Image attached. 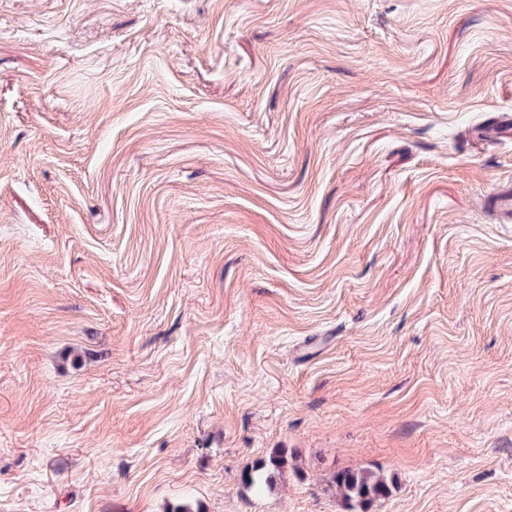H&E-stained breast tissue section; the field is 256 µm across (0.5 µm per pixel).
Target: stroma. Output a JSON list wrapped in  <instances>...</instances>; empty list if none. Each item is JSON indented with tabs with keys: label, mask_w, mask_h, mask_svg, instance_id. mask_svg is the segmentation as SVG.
<instances>
[{
	"label": "stroma",
	"mask_w": 512,
	"mask_h": 512,
	"mask_svg": "<svg viewBox=\"0 0 512 512\" xmlns=\"http://www.w3.org/2000/svg\"><path fill=\"white\" fill-rule=\"evenodd\" d=\"M506 115L512 0H0V512H512ZM487 205L503 222L512 219V183L502 182L487 197ZM332 483L346 512H369L374 502L389 495L391 481L372 471L343 470L333 475Z\"/></svg>",
	"instance_id": "stroma-1"
}]
</instances>
